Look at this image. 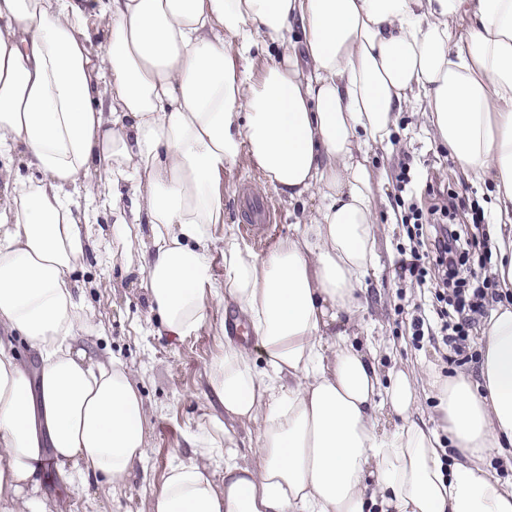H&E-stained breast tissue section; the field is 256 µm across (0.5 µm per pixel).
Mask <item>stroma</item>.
Here are the masks:
<instances>
[{"label": "stroma", "mask_w": 512, "mask_h": 512, "mask_svg": "<svg viewBox=\"0 0 512 512\" xmlns=\"http://www.w3.org/2000/svg\"><path fill=\"white\" fill-rule=\"evenodd\" d=\"M403 161L430 171L447 190L458 193L467 203L486 212L491 209L487 185L467 181L453 158L439 147L420 109L405 108L390 146L369 157L370 167L382 173L384 181L377 194L378 262L365 281L368 305L361 317L360 334L372 338L380 374L400 365L415 370L423 381L432 374L448 377L464 372L478 377L480 338H473V358L464 362L447 359L444 349L412 336L417 309L428 306L430 299L416 283L397 280L391 272L397 247L409 243L404 224L397 221L401 209L396 205L395 178ZM246 195L271 201L277 212L276 223L264 228L253 224L241 206ZM319 204L316 198L291 202L276 196L244 154L224 178V221L237 225L250 244L261 232L272 244L287 237L295 224ZM88 216L84 230L93 247L83 268L76 271L75 280L96 331L80 337L79 344L89 357L119 359L130 371L144 402L148 454L117 486L94 477L78 478L77 463L70 460L60 466L48 458L38 466V480L52 512H151L152 496L170 465L201 458L195 439L213 412L205 398L207 373L221 351L213 326L229 320L234 312L212 306L211 327L195 336L159 333L141 272L110 261L116 214L94 205ZM60 468L75 473L72 484L59 482L56 471Z\"/></svg>", "instance_id": "1"}]
</instances>
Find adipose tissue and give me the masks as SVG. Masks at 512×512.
<instances>
[{
  "label": "adipose tissue",
  "instance_id": "ef3b65f1",
  "mask_svg": "<svg viewBox=\"0 0 512 512\" xmlns=\"http://www.w3.org/2000/svg\"><path fill=\"white\" fill-rule=\"evenodd\" d=\"M277 46L253 73L252 52ZM408 102L490 185L492 272L512 292V0H0V154L31 171L0 174V512H51L42 458L118 484L148 452L128 371L75 345L94 330L72 280L88 248L80 196L129 200L119 253L168 335L232 306L267 364L225 338L208 374L224 414L197 439L203 462L169 467L151 512H512V481L488 468L512 457V303L482 330L478 379L434 380L435 428L408 371L380 376L351 340L377 259L368 153ZM243 153L278 195L322 200L262 257L224 221ZM14 336L38 352V381ZM234 420L257 427L252 462ZM441 427L459 453L449 466Z\"/></svg>",
  "mask_w": 512,
  "mask_h": 512
}]
</instances>
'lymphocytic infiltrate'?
I'll return each instance as SVG.
<instances>
[{
	"label": "lymphocytic infiltrate",
	"mask_w": 512,
	"mask_h": 512,
	"mask_svg": "<svg viewBox=\"0 0 512 512\" xmlns=\"http://www.w3.org/2000/svg\"><path fill=\"white\" fill-rule=\"evenodd\" d=\"M420 183L435 202L427 208L414 197L402 212L409 244L398 248L393 271L397 278L416 281L433 292L432 316L421 315L412 322L416 340L443 344L461 356L476 320L487 315L490 305L504 299L493 280L479 279L476 269L457 267L460 254L469 253L475 244L470 230H481L486 219L483 212L469 209L456 194H443L433 177L401 165L396 178L398 192Z\"/></svg>",
	"instance_id": "obj_1"
}]
</instances>
